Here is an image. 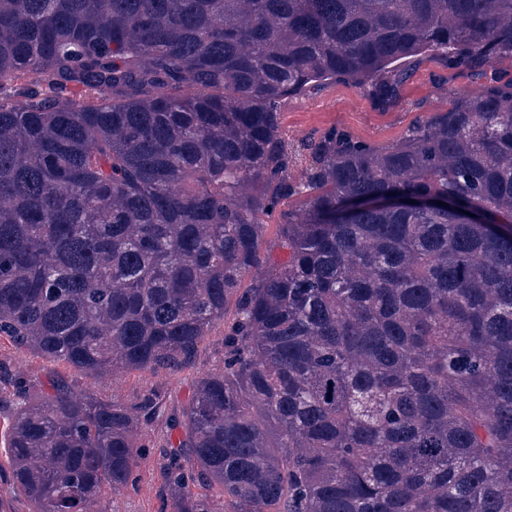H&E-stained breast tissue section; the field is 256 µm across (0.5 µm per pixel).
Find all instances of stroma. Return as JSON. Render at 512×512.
Masks as SVG:
<instances>
[{"instance_id": "1", "label": "stroma", "mask_w": 512, "mask_h": 512, "mask_svg": "<svg viewBox=\"0 0 512 512\" xmlns=\"http://www.w3.org/2000/svg\"><path fill=\"white\" fill-rule=\"evenodd\" d=\"M410 76L397 106L381 105L368 90L347 83H327L309 88L283 104L282 127L291 143L336 128L378 144L396 141L417 116L447 108L448 100L437 89L438 77H446L454 88H478L479 82L464 72L447 68L437 58L410 59ZM224 365V325L216 323L199 344L197 356L187 368L172 371H133L92 378L43 359L8 339H0V372L21 376L30 391L48 390L57 377H64L78 392H89L104 400L134 403L151 390L161 401V416L142 430L141 464L134 480L119 491H106L100 512H170L162 491L159 468L163 448L174 433L167 416L186 401L198 376Z\"/></svg>"}]
</instances>
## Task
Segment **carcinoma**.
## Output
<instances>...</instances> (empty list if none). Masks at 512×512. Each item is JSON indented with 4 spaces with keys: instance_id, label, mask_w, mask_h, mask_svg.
Returning a JSON list of instances; mask_svg holds the SVG:
<instances>
[{
    "instance_id": "1",
    "label": "carcinoma",
    "mask_w": 512,
    "mask_h": 512,
    "mask_svg": "<svg viewBox=\"0 0 512 512\" xmlns=\"http://www.w3.org/2000/svg\"><path fill=\"white\" fill-rule=\"evenodd\" d=\"M481 80L372 144L285 139L323 82ZM512 0H0V337L102 377L186 366L172 512H512ZM430 199L433 206L414 202ZM293 203L266 240L264 217ZM256 279L243 286V278ZM18 397L29 512L130 482L153 393Z\"/></svg>"
}]
</instances>
